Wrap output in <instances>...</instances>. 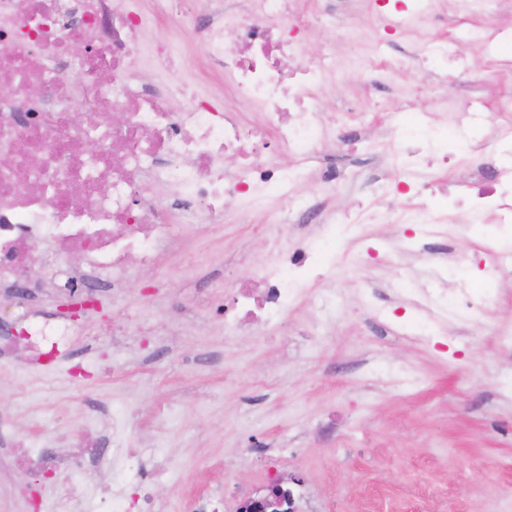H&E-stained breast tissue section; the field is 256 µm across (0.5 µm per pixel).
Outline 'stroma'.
<instances>
[{"instance_id": "stroma-1", "label": "stroma", "mask_w": 512, "mask_h": 512, "mask_svg": "<svg viewBox=\"0 0 512 512\" xmlns=\"http://www.w3.org/2000/svg\"><path fill=\"white\" fill-rule=\"evenodd\" d=\"M182 64L196 92L233 105L230 90L197 58L182 33ZM447 92L496 97L512 89V44L487 60L472 43ZM421 69L381 73L366 86L327 82L318 94L327 120L358 134L337 166L370 171L385 156L392 174L402 159L380 126L399 123ZM373 97L385 112L342 113L344 99ZM262 215L227 206L220 224H185L188 253L159 267L130 265L126 286L81 318L67 356L29 370L0 361V421L38 448L61 446L88 420L105 422L106 448H136L168 459L150 486L164 512H188L191 496L223 495L228 507L269 474L300 478L308 512H512V268L478 265L474 243L505 250L512 228L447 226L448 285H472L491 301L465 325L448 321L431 336L394 332L388 320H416L410 302L432 271L405 252L391 224L368 227V245L389 241L371 257L359 244L355 280L313 282L308 297L282 320L228 335L212 314L214 299L258 276L271 245L289 250L299 236L322 239L311 224L289 225L277 243L258 233ZM129 329L113 344V327ZM0 445V512H30L26 472L5 465ZM69 482L77 512H101L97 488L113 483L107 468L93 479L74 473L39 476L51 501Z\"/></svg>"}]
</instances>
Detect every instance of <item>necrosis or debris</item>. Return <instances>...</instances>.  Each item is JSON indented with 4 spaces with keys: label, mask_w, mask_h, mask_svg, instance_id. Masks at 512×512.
<instances>
[{
    "label": "necrosis or debris",
    "mask_w": 512,
    "mask_h": 512,
    "mask_svg": "<svg viewBox=\"0 0 512 512\" xmlns=\"http://www.w3.org/2000/svg\"><path fill=\"white\" fill-rule=\"evenodd\" d=\"M480 0H362L368 28L350 24L341 44H322L306 64H297L300 33L321 26L328 11L307 0H247L242 11H217L214 0H135L108 10L104 0H0V77L13 93L0 97V290L22 289L34 295L48 288L43 277L30 276L45 253L58 260L79 256L68 282L76 299L99 300L105 290L119 291L130 258L145 267L179 249L182 238L168 207L158 205L145 187L165 178L183 190L184 222L223 216L227 204L275 199L273 219L264 225L274 237L283 224H319L324 237L337 225L363 240L364 227L376 212L323 213L303 201L296 184L305 179V161L325 160L335 141V126L326 123L316 96L328 80L340 83L365 75L364 57L377 53L381 36H417L429 60L453 61L456 44L476 42L493 59L512 42V26L478 30L470 20ZM466 19L456 35H431L426 22L440 8ZM167 20L173 30L199 33L202 58L229 78L240 108L261 113L257 124L243 122L237 110L198 98L191 83L174 74L180 54L173 38L156 43L154 58L168 69L158 85L139 76L143 28ZM89 48L74 55L72 39ZM192 98L187 112L171 111L168 97ZM126 115L111 124L114 109ZM485 101L444 97L434 108L415 112L414 130L397 128L389 136L401 147L404 170L399 180L371 182L379 211L392 223L410 226L404 249L423 256L432 268L448 269V251L434 247L449 218L468 224H512V114L494 133H485ZM82 120H75V113ZM289 152L297 163L281 165L276 156ZM453 157L466 178L454 189L439 186L432 163ZM190 167H180L181 159ZM237 163L224 173L223 159ZM412 194L410 208H387V193ZM355 263L307 241L292 251L273 249L264 270L243 283L232 305L218 306L225 329L275 320L287 312L303 288L315 280L353 273ZM483 296L459 288L454 299L443 289L422 293L424 312L416 328L432 335L448 314L465 319L481 312ZM78 321L57 312L53 321L33 322L0 336V357L23 367L44 366L59 356ZM13 468L90 475L105 462L98 425L85 426L71 438L67 451L35 448L14 439Z\"/></svg>",
    "instance_id": "1"
}]
</instances>
